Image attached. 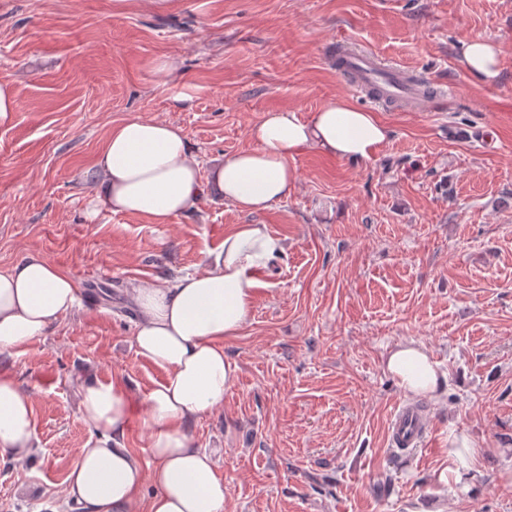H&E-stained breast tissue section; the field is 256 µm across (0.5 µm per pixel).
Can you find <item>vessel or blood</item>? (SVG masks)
I'll list each match as a JSON object with an SVG mask.
<instances>
[{"label":"vessel or blood","instance_id":"b4317fda","mask_svg":"<svg viewBox=\"0 0 512 512\" xmlns=\"http://www.w3.org/2000/svg\"><path fill=\"white\" fill-rule=\"evenodd\" d=\"M343 68L351 74V85L356 93L376 90V102L391 99L419 103L423 100L404 69L381 65L369 53L347 55ZM429 426V417L419 406L412 403L397 405L389 424V440L394 448L403 452L421 447Z\"/></svg>","mask_w":512,"mask_h":512}]
</instances>
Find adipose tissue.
<instances>
[{
  "mask_svg": "<svg viewBox=\"0 0 512 512\" xmlns=\"http://www.w3.org/2000/svg\"><path fill=\"white\" fill-rule=\"evenodd\" d=\"M461 63L483 83L499 79L498 51L489 40L463 42ZM390 134L375 113L343 99L325 103L308 120L292 110L271 111L250 128V147L225 156L204 177L182 128L136 116L113 126L97 155L98 201L114 213L169 224L195 209L213 186L240 212H261L288 197L295 182L291 162L304 150L366 160ZM282 250L266 225L242 224L209 253L203 270L132 288L140 314L135 353L167 372L143 399L150 458L142 460L123 444L134 408L126 384L82 385L77 411L98 435L66 478L65 498L77 512H224L216 461L194 445L189 429L223 406L238 373L224 343L239 336L251 317L259 292L256 268ZM77 300L70 276L41 253H28L0 274V352L45 336ZM385 368L405 394L430 397L438 389L441 373L423 343L398 346ZM34 440L29 399L12 376L0 375V458L25 456ZM147 483L154 491L145 499Z\"/></svg>",
  "mask_w": 512,
  "mask_h": 512,
  "instance_id": "1",
  "label": "adipose tissue"
}]
</instances>
